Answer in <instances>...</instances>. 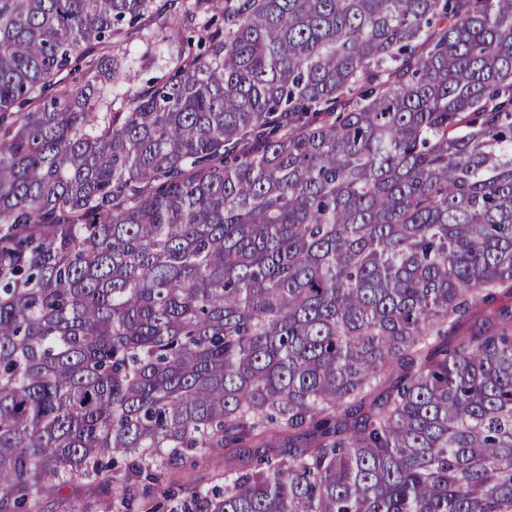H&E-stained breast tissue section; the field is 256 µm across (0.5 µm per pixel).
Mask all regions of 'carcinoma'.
<instances>
[{
  "label": "carcinoma",
  "mask_w": 512,
  "mask_h": 512,
  "mask_svg": "<svg viewBox=\"0 0 512 512\" xmlns=\"http://www.w3.org/2000/svg\"><path fill=\"white\" fill-rule=\"evenodd\" d=\"M98 476L512 512V0H0V512ZM128 55L132 60L130 85L139 87L151 77L162 76L171 67V58L176 55V46L167 44L146 48L135 34L126 40ZM219 450L214 452L206 459L200 462L195 469L183 470L180 474V484L186 487L211 486L214 460L218 456Z\"/></svg>",
  "instance_id": "cac0c4a2"
}]
</instances>
